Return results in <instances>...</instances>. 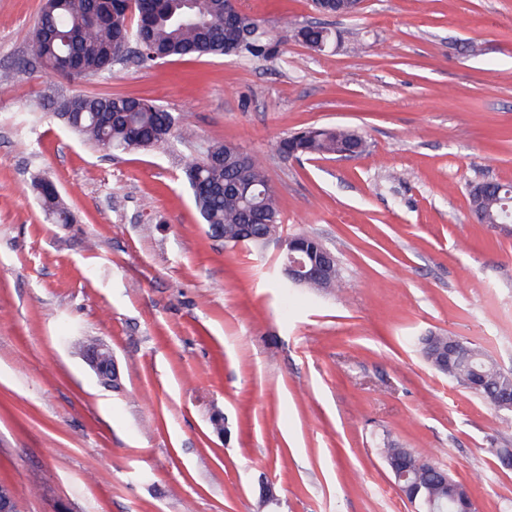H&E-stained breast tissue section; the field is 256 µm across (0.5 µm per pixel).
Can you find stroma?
<instances>
[{"instance_id": "1", "label": "stroma", "mask_w": 512, "mask_h": 512, "mask_svg": "<svg viewBox=\"0 0 512 512\" xmlns=\"http://www.w3.org/2000/svg\"><path fill=\"white\" fill-rule=\"evenodd\" d=\"M274 58L130 59L82 79L33 55L41 0H0V482L19 512H414L380 450L410 448L512 512V412L435 370L457 336L512 370V224L472 186L512 183V0H239ZM325 23L326 52L295 41ZM479 54H471L470 45ZM128 94L265 168L282 234L316 235L339 290L283 288L278 244L211 238L184 154L99 150L47 98ZM342 126L365 154L282 158ZM51 179L74 223L30 190ZM103 340V385L76 344ZM223 418L222 431L212 425ZM273 501H266V494Z\"/></svg>"}]
</instances>
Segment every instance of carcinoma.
Listing matches in <instances>:
<instances>
[{
  "label": "carcinoma",
  "instance_id": "carcinoma-1",
  "mask_svg": "<svg viewBox=\"0 0 512 512\" xmlns=\"http://www.w3.org/2000/svg\"><path fill=\"white\" fill-rule=\"evenodd\" d=\"M228 0H42L33 30V49L44 70L72 78L101 75L127 61L122 43L140 45L144 62L170 58L226 57L248 54L272 58L276 46L260 30L257 20L244 16L248 34L226 28ZM306 45L329 44L331 32L323 24L292 31ZM48 114L61 121L84 140L103 151L166 150L174 142L192 138L184 118L168 112L152 100L123 94L59 97L44 105ZM353 144L357 153L366 151L365 139L345 127L307 128L278 143V148L295 157L332 156ZM234 154L223 143L201 141L184 163L185 184L192 193L202 223L212 237L224 244L264 246V221L281 223V211L265 169L254 162L239 169L224 165L222 157ZM31 190L44 211L57 224H71L73 215L65 207L55 184L45 178L31 181ZM512 187L492 190L483 202L490 220L512 224V204L506 195ZM508 209H503V206ZM469 365L448 368V378L467 386L471 371L484 379L475 394L492 401L493 392L509 382V375L481 349L460 340ZM386 458H409L412 472L408 484L421 510L430 496L448 502L450 488L440 481L446 469L422 458L410 448L392 445L382 449Z\"/></svg>",
  "mask_w": 512,
  "mask_h": 512
}]
</instances>
